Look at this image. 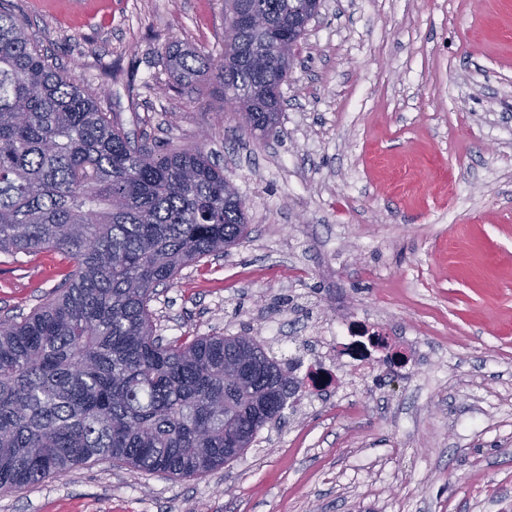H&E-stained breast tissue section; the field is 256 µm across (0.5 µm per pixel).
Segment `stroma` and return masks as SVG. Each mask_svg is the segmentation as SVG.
<instances>
[{"mask_svg":"<svg viewBox=\"0 0 512 512\" xmlns=\"http://www.w3.org/2000/svg\"><path fill=\"white\" fill-rule=\"evenodd\" d=\"M10 5L133 139L203 145L246 204L242 243L158 287L156 335L248 334L333 383L201 477L100 461L0 512H512V0H322L264 138L165 67L220 56L224 0ZM70 269L0 256V319ZM351 313L426 356L351 369L313 332Z\"/></svg>","mask_w":512,"mask_h":512,"instance_id":"1","label":"stroma"}]
</instances>
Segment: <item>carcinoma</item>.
Here are the masks:
<instances>
[{
	"mask_svg": "<svg viewBox=\"0 0 512 512\" xmlns=\"http://www.w3.org/2000/svg\"><path fill=\"white\" fill-rule=\"evenodd\" d=\"M301 0H230L219 59L177 47L180 82L212 80L276 129L288 27ZM245 201L202 146L158 153L51 67L0 0V255L55 251L73 270L21 320H0V490L110 460L187 479L282 418L301 382L256 337L163 342L156 288L247 235Z\"/></svg>",
	"mask_w": 512,
	"mask_h": 512,
	"instance_id": "cac0c4a2",
	"label": "carcinoma"
}]
</instances>
